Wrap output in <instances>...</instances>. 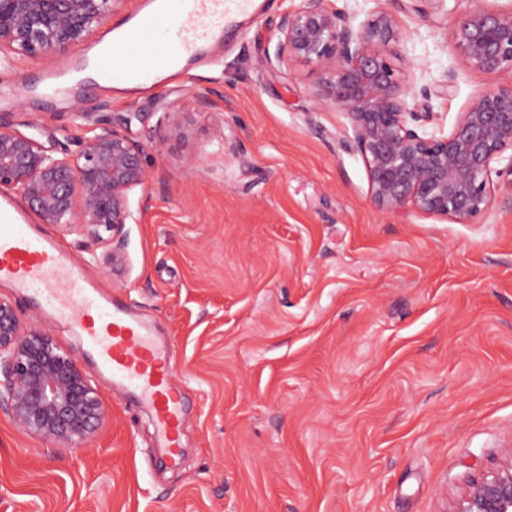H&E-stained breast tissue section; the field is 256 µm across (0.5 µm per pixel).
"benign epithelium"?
Wrapping results in <instances>:
<instances>
[{"mask_svg": "<svg viewBox=\"0 0 512 512\" xmlns=\"http://www.w3.org/2000/svg\"><path fill=\"white\" fill-rule=\"evenodd\" d=\"M114 0H0V55L44 59L82 43L112 12ZM324 0H301L276 25L269 66L301 58L321 73L314 92L347 120L346 133L366 162L369 197L383 213L413 209L471 224L494 197L493 164L512 173V86L489 88L469 101L448 134L427 131L431 113L390 63L399 39L396 17L378 11L362 23ZM453 44L466 69L512 70V10L479 8L456 21ZM93 125L76 153L53 151L0 121V189L20 194L47 224L79 226L112 246L134 219L129 192L147 180L142 148L88 112ZM0 404L13 423L62 448L82 445L102 424L103 399L84 364L46 328L26 324L0 298ZM493 470L471 479L450 512H512V448Z\"/></svg>", "mask_w": 512, "mask_h": 512, "instance_id": "benign-epithelium-1", "label": "benign epithelium"}]
</instances>
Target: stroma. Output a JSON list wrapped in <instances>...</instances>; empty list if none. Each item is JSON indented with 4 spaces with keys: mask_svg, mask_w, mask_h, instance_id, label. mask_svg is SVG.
<instances>
[{
    "mask_svg": "<svg viewBox=\"0 0 512 512\" xmlns=\"http://www.w3.org/2000/svg\"><path fill=\"white\" fill-rule=\"evenodd\" d=\"M299 4L240 18L211 63L156 91L27 89L48 62L76 64L72 50L0 64V119L25 134L76 152L91 129L70 115L89 112L142 146L121 265L80 228L45 230L170 339L188 411L180 466L154 472L150 416L109 389L79 448L0 406V512H447L512 448V179L471 224L375 209L343 115L313 96L319 69L263 61ZM325 4L397 17L389 59L429 88L415 102L430 129L450 132L477 92L512 84V71L465 69L452 39L460 14L512 0ZM0 297L89 363L68 324L8 285Z\"/></svg>",
    "mask_w": 512,
    "mask_h": 512,
    "instance_id": "stroma-1",
    "label": "stroma"
}]
</instances>
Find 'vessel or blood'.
<instances>
[{
    "instance_id": "b4317fda",
    "label": "vessel or blood",
    "mask_w": 512,
    "mask_h": 512,
    "mask_svg": "<svg viewBox=\"0 0 512 512\" xmlns=\"http://www.w3.org/2000/svg\"><path fill=\"white\" fill-rule=\"evenodd\" d=\"M254 0H138L111 40L94 52L102 80L157 87L177 64L223 41L230 22L254 13ZM0 282L39 300L54 318L85 337L113 391L145 405L161 448L152 465L173 467L181 455L184 401L173 377L171 344L112 294L85 280L73 259L8 194H0Z\"/></svg>"
}]
</instances>
